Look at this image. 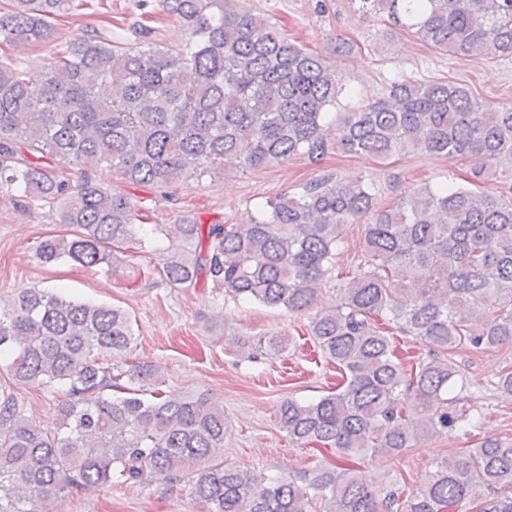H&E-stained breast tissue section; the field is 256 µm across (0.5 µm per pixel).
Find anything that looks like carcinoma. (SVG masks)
I'll return each mask as SVG.
<instances>
[{"mask_svg":"<svg viewBox=\"0 0 512 512\" xmlns=\"http://www.w3.org/2000/svg\"><path fill=\"white\" fill-rule=\"evenodd\" d=\"M360 2L439 52L512 58V0ZM159 6L190 33L178 50L152 42L144 26L124 46L103 36L71 42L37 82L0 61V188L59 203L56 221L72 226L39 242V261L110 266L161 233L172 286L192 288L204 276L234 299L299 314L312 309L344 225L360 224V270L309 324L342 383L317 400L282 401L277 425L293 443L355 460L397 458L421 438L477 427L466 398L448 397L466 388L451 352L512 344V198L449 185L383 206L360 178H321L267 202L247 224L138 223L141 202L90 172L162 188L226 161L246 169L299 153L316 159L328 147L326 107L342 87L325 58L264 15L224 0ZM75 8V0H11L0 40L16 48L45 41L53 20ZM336 121L350 154L512 169V107L483 104L459 83L402 79ZM68 169L83 176L75 182ZM388 328L422 340L429 355L406 366ZM133 341L125 311L63 292L21 288L0 305V370L14 386L57 395L47 426L30 423L13 395L0 396V512H61L74 490L181 473L205 512H457L465 500L479 502L478 512H512V439L437 462L409 494L373 488L340 463L279 477L226 464L223 405L167 394L148 362L112 374L108 356ZM257 344L281 352L291 340Z\"/></svg>","mask_w":512,"mask_h":512,"instance_id":"1","label":"carcinoma"}]
</instances>
